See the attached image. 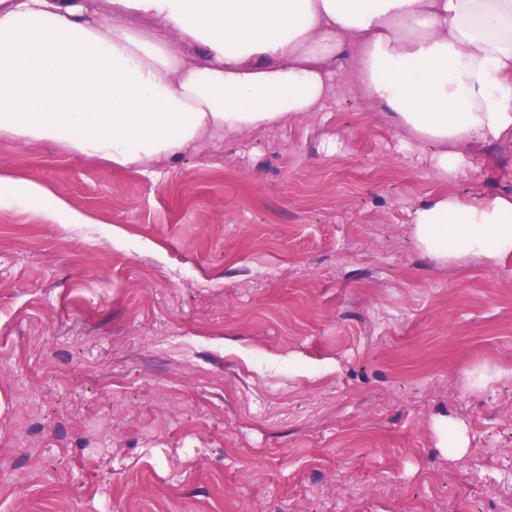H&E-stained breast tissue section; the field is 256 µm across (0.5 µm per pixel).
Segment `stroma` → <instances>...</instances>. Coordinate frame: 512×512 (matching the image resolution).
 <instances>
[{
    "label": "stroma",
    "instance_id": "stroma-1",
    "mask_svg": "<svg viewBox=\"0 0 512 512\" xmlns=\"http://www.w3.org/2000/svg\"><path fill=\"white\" fill-rule=\"evenodd\" d=\"M320 111L116 170L0 139L94 214L0 209V512H495L512 498V256L412 233L463 177L346 75ZM494 376L474 389L469 372ZM463 420L448 460L436 418Z\"/></svg>",
    "mask_w": 512,
    "mask_h": 512
}]
</instances>
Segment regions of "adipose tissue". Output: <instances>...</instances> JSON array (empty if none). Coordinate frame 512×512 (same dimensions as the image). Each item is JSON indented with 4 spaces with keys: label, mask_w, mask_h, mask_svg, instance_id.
Segmentation results:
<instances>
[{
    "label": "adipose tissue",
    "mask_w": 512,
    "mask_h": 512,
    "mask_svg": "<svg viewBox=\"0 0 512 512\" xmlns=\"http://www.w3.org/2000/svg\"><path fill=\"white\" fill-rule=\"evenodd\" d=\"M0 0V139L52 141L116 169L319 111L347 73L442 177L472 147L512 153V0ZM151 21L148 29L135 28ZM90 224L46 187L0 176V209ZM412 234L453 265L512 255V196L417 206Z\"/></svg>",
    "instance_id": "ef3b65f1"
}]
</instances>
